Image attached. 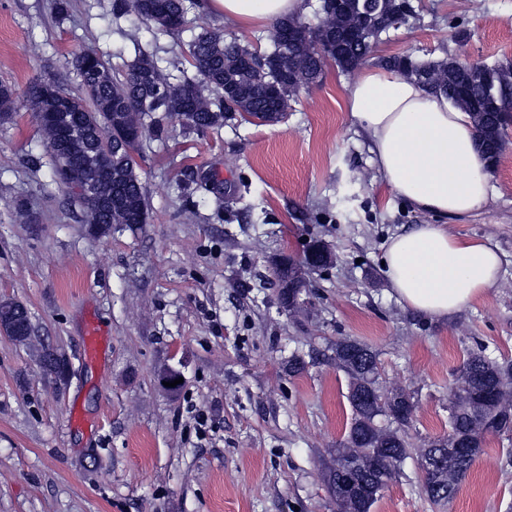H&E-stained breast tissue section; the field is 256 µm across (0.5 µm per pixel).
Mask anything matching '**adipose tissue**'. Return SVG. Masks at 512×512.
<instances>
[{
	"instance_id": "ef3b65f1",
	"label": "adipose tissue",
	"mask_w": 512,
	"mask_h": 512,
	"mask_svg": "<svg viewBox=\"0 0 512 512\" xmlns=\"http://www.w3.org/2000/svg\"><path fill=\"white\" fill-rule=\"evenodd\" d=\"M201 8L242 28H265L298 15L304 0H201ZM346 107L389 189L436 218L389 237L383 259L392 293L418 313L448 318L494 287L503 266L486 241L447 225L492 198L471 117L422 84L374 65L347 86Z\"/></svg>"
}]
</instances>
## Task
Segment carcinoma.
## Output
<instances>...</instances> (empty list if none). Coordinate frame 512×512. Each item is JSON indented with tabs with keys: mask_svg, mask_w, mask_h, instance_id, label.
Masks as SVG:
<instances>
[{
	"mask_svg": "<svg viewBox=\"0 0 512 512\" xmlns=\"http://www.w3.org/2000/svg\"><path fill=\"white\" fill-rule=\"evenodd\" d=\"M343 4L345 9L338 25L322 28L318 39L328 49L339 47L336 65L346 70L361 64L370 55L381 35L384 18L378 15L381 6L372 5L371 0H343ZM112 12L118 17L133 15L146 25L169 32L181 29L185 15L183 0H112ZM352 22L364 30L363 36L355 41L347 40L342 34ZM290 53L288 64L281 69L290 73L291 66L300 65L311 79L319 78L324 62L314 51L296 46ZM245 55L246 48L237 41H227L220 32L203 28L185 52V60L195 69L198 79L173 83L148 56L139 58L122 80L101 56L80 52L71 60L80 78V93L54 80L33 82L21 93L14 86L1 83L0 119L8 121L22 97L35 100L41 112L66 114L68 126L73 128L68 167L63 168L56 159H51L53 181L65 189L82 214L96 212L99 234H111L112 225L118 223L110 205L116 195L125 206L126 228L135 229L145 222L147 205L137 169L126 164L128 142L117 137L104 138L98 132L97 122L103 118L110 120L112 129L118 133L123 129L124 112L135 108L143 112L150 121L143 124L138 141L133 143L135 147L146 138L162 135L161 125L151 120L154 112L179 116L185 129L197 133L220 127L225 119L237 115L277 123L288 109L290 82L283 81L279 94L271 96L268 86L273 77L244 65ZM382 65L400 74L421 69L433 72L435 81L427 83L426 87L471 115L480 152L488 161L500 162L505 151L499 139L501 113L512 109V64L472 72L455 58L420 62L401 55L383 60ZM207 90L217 93V97L206 95ZM76 183L95 185L96 196L76 195L73 191ZM325 249L324 243L317 242L301 261L288 257L279 260L277 277L282 304L309 291L308 272L332 265L333 260L322 254ZM4 306L13 309L17 326L14 336L20 342L29 317L28 309L20 301H7ZM330 359L348 377L347 400L352 418L328 469V487L336 512H371L401 464L413 455L414 448L406 436V427L413 415L412 397L404 393L391 402L383 399L378 354L358 339L337 340L331 348ZM509 371L512 372V359H492L479 344L467 352L460 367L464 376L455 378L448 390V434L433 440L432 444L446 449L448 436L452 434L473 444L476 451L458 459L459 480L484 452L489 436L512 432V423L503 424L492 411L494 378ZM455 389L475 395L484 403L485 410L471 411L454 404ZM345 473L353 481V492L348 498L341 496L338 487ZM425 491L432 504L441 505L453 498L457 486L432 481L425 484Z\"/></svg>",
	"mask_w": 512,
	"mask_h": 512,
	"instance_id": "obj_1",
	"label": "carcinoma"
}]
</instances>
